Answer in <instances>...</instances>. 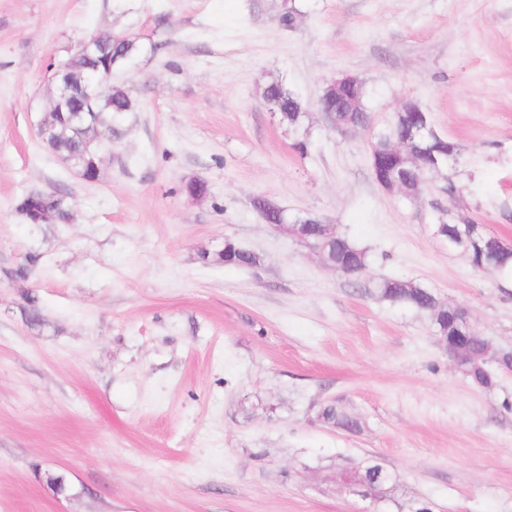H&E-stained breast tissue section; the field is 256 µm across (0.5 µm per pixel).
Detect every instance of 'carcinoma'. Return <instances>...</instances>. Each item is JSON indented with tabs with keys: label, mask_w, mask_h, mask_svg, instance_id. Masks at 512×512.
I'll list each match as a JSON object with an SVG mask.
<instances>
[{
	"label": "carcinoma",
	"mask_w": 512,
	"mask_h": 512,
	"mask_svg": "<svg viewBox=\"0 0 512 512\" xmlns=\"http://www.w3.org/2000/svg\"><path fill=\"white\" fill-rule=\"evenodd\" d=\"M142 48L136 38L126 33L112 35V42L106 44L104 52L97 58L87 59L82 56L72 58L69 77L75 87L86 84L87 78H101L108 72H118L128 68ZM107 100L93 107L91 112H50L44 120L49 130L42 140L45 147L57 157H68L72 163L85 171L88 180L98 179L100 166L94 164L96 149L86 147L87 141L100 132L104 140L100 148H112V140L119 134V125L130 112L137 111V105L123 85L113 81L103 89ZM263 100L270 111L278 115L280 124L292 130L298 129L305 117L307 107L300 97L284 82H272L263 90ZM336 123L353 126L372 124L371 113L335 112ZM418 121L414 112H406L394 118L391 125L375 134L372 144L379 148L384 168L392 173H399L407 186L410 196L421 191L423 181L432 174L444 171L448 160L459 155V145L450 141L419 145L409 140L408 150L402 155L387 151V143L392 138L406 136ZM256 211L272 224H302L308 242L313 246L323 247L336 272L342 274L347 266L358 269L357 276L366 273L368 267L367 251L356 244L349 236L339 231L335 236H324L321 219L314 216H297L290 218L284 210L273 205L271 201L259 198L253 202ZM38 207L46 218L43 223L69 224L73 211L68 192L58 189L46 192L38 199ZM437 226L442 228V237L452 239L462 236L470 265L478 270H490L506 277L512 275V251L504 248L492 256H487V248L492 242V235L485 227L474 222L450 223L440 215ZM217 260L226 266L253 267L259 258L249 250L229 255L219 254ZM364 290L376 294L393 304L405 306L429 314L435 335L446 339L467 325L469 310L460 304L444 305L435 294L411 280L403 278H385L379 281L368 280ZM470 336L471 357L463 360L459 371L468 381L481 388H491L497 382L500 372H512V352L496 346L493 341L473 328ZM321 421L331 424L349 433L361 430L358 418L343 411L339 406L329 403L318 412ZM347 470L356 475L359 486L370 494L378 493L397 508V512H433L430 502L410 496L402 501L395 497L400 478L381 460L371 457L347 466Z\"/></svg>",
	"instance_id": "1"
}]
</instances>
